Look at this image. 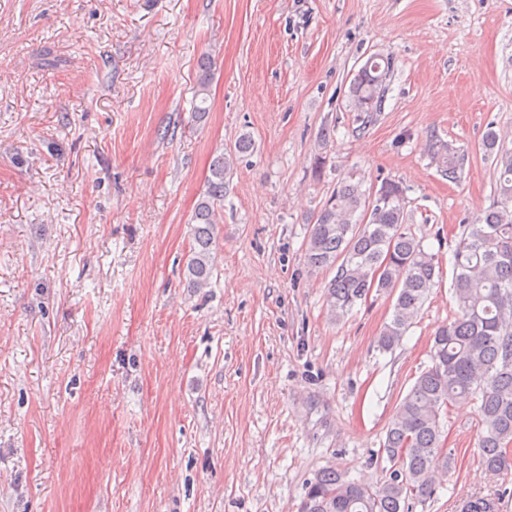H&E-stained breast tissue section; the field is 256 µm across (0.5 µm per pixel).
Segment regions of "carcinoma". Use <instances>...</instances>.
Segmentation results:
<instances>
[{"label":"carcinoma","instance_id":"obj_1","mask_svg":"<svg viewBox=\"0 0 512 512\" xmlns=\"http://www.w3.org/2000/svg\"><path fill=\"white\" fill-rule=\"evenodd\" d=\"M194 116L202 119L213 78L209 57L199 62ZM392 59L370 56L351 81L349 110L358 130L381 112ZM493 158V202L480 217L462 225L453 250L456 311L430 347L431 365L399 402L386 430L383 450L393 463L389 476L363 485L336 467L308 483L300 512H409L412 501L436 492L438 472L454 467L444 448L442 413L459 400L476 406L482 465L499 474L512 470V147L490 128L482 141ZM440 173L457 179L464 156L450 144L434 152ZM230 159L220 153L210 164L207 190L198 200L193 246L185 266L191 288H205L214 271L215 224L224 201ZM305 261L309 269H336L326 293L330 318L339 321L371 294L395 298L392 317L377 339L384 351L399 344L439 284V258L425 251L413 230L404 188L384 181L363 188L348 175L337 183L312 224ZM464 512H499L500 498L476 496Z\"/></svg>","mask_w":512,"mask_h":512}]
</instances>
